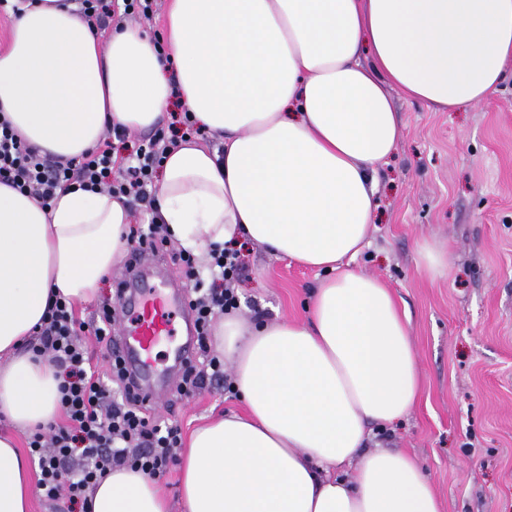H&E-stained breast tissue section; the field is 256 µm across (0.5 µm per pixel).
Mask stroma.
I'll return each instance as SVG.
<instances>
[{
	"mask_svg": "<svg viewBox=\"0 0 512 512\" xmlns=\"http://www.w3.org/2000/svg\"><path fill=\"white\" fill-rule=\"evenodd\" d=\"M402 136L377 171L378 221L356 270L383 280L408 327L421 393L379 433L423 467L442 512H512V73L487 101L433 112L394 96ZM447 270L429 276L423 246ZM242 316L300 320L320 275L250 247ZM183 435L244 406L205 381L194 398L161 387Z\"/></svg>",
	"mask_w": 512,
	"mask_h": 512,
	"instance_id": "stroma-1",
	"label": "stroma"
}]
</instances>
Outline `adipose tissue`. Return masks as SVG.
Here are the masks:
<instances>
[{"mask_svg": "<svg viewBox=\"0 0 512 512\" xmlns=\"http://www.w3.org/2000/svg\"><path fill=\"white\" fill-rule=\"evenodd\" d=\"M512 69V0H168L161 41L123 22L101 41L76 4L37 0L0 50V112L41 154L149 132L172 101L218 136L188 141L156 187L183 247L248 242L326 271L300 321L216 328L245 403L196 428L181 512H441L420 465L367 450L372 426L419 395L407 318L352 269L377 211V166L401 124L393 94L435 111L488 99ZM130 209L106 192L50 207L0 182V412L24 431L58 416L55 370L25 348L50 294L94 301L126 249ZM31 472L0 436V512H29ZM90 512H171L157 483L116 467Z\"/></svg>", "mask_w": 512, "mask_h": 512, "instance_id": "1", "label": "adipose tissue"}]
</instances>
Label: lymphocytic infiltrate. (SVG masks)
Returning a JSON list of instances; mask_svg holds the SVG:
<instances>
[{
    "mask_svg": "<svg viewBox=\"0 0 512 512\" xmlns=\"http://www.w3.org/2000/svg\"><path fill=\"white\" fill-rule=\"evenodd\" d=\"M78 2L96 31L129 18L151 19L158 6V0ZM204 135L189 113L181 112L173 114L167 129L147 140L136 142L129 133L117 130L92 151L60 162L38 154L0 114V182L44 206L57 190L73 185L151 205L156 174L167 153L180 141ZM173 260L189 289L198 327L197 359L184 370L177 392L193 397L207 376L232 391L224 359L212 348L213 331L217 319L240 306L237 285L246 269L245 256L240 250L213 244L205 259L184 249ZM117 310L115 302L103 300L98 321L87 323L76 318L71 302L55 297L28 345L60 377L63 421L38 428L28 436L27 445L39 471V495L49 502L64 501L66 512H87L89 492L112 468L128 465L152 479H164L181 447L180 424L150 414L121 361L109 360V373L104 376L87 352L84 339L88 336L109 347Z\"/></svg>",
    "mask_w": 512,
    "mask_h": 512,
    "instance_id": "obj_1",
    "label": "lymphocytic infiltrate"
}]
</instances>
